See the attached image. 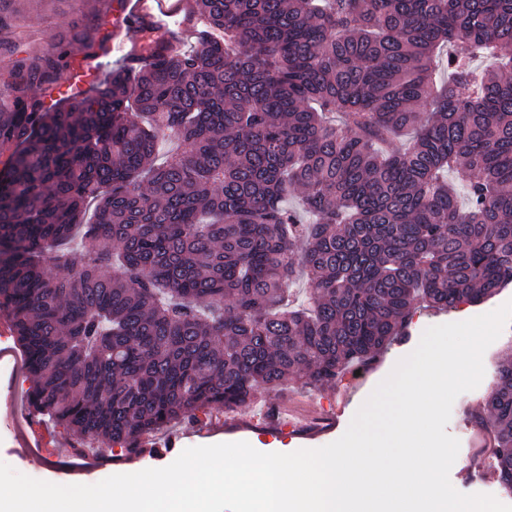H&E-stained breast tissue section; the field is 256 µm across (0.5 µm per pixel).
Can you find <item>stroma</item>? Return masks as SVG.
<instances>
[{"label":"stroma","instance_id":"35a3bbf8","mask_svg":"<svg viewBox=\"0 0 512 512\" xmlns=\"http://www.w3.org/2000/svg\"><path fill=\"white\" fill-rule=\"evenodd\" d=\"M87 0H0V13L7 15L11 24L8 37L23 38L31 54L39 55L52 49L61 42L68 41L75 25L79 24L86 10ZM124 11V0H109V7L102 16L100 30L95 41L100 49L95 56H75L68 74L66 85L60 86V94H69L72 88H86L92 74H105L107 66H117L123 56L114 50L113 23ZM512 300V288L503 289L495 296L475 304H464L458 308L440 311L427 307L416 308L411 316L408 333L388 345L376 360L366 366V379L355 384L350 373H343L336 387L325 390H313L296 379L278 390H258L252 403L257 416H265L269 409H296L316 415H340V429H347L352 417L385 379L396 363L410 354L418 345L423 332L431 326L458 322L463 318H472L493 311ZM0 346L6 347L8 354L0 360V462L6 463L16 471L31 478L66 484V477L56 475L51 470L50 459L39 464H31L13 453L16 412L26 411V403H18L16 412H9L6 397L12 392H24L30 385L25 371L17 370V363L24 356L15 343L5 317L0 316ZM512 353V323L507 324L499 338L485 351L483 364L484 377L479 386L459 395L453 406L447 433L460 442L458 457L449 474L455 489L470 491L468 482L471 467L481 465L483 440L472 426L467 415L479 411L493 384L496 363ZM224 407L212 406L200 412L199 419L193 423L176 422L167 428L137 442L142 452L138 457V469L160 468L172 463L179 452L193 446L211 445L215 439L211 432L214 422L223 419Z\"/></svg>","mask_w":512,"mask_h":512}]
</instances>
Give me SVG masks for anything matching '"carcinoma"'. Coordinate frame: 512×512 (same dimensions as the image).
Segmentation results:
<instances>
[{"mask_svg": "<svg viewBox=\"0 0 512 512\" xmlns=\"http://www.w3.org/2000/svg\"><path fill=\"white\" fill-rule=\"evenodd\" d=\"M188 2L190 54L143 16L140 63L48 103L93 10L4 75L0 311L30 409L82 438L130 446L290 375L334 387L417 304L512 284V0ZM470 420L511 491L512 359Z\"/></svg>", "mask_w": 512, "mask_h": 512, "instance_id": "1", "label": "carcinoma"}]
</instances>
